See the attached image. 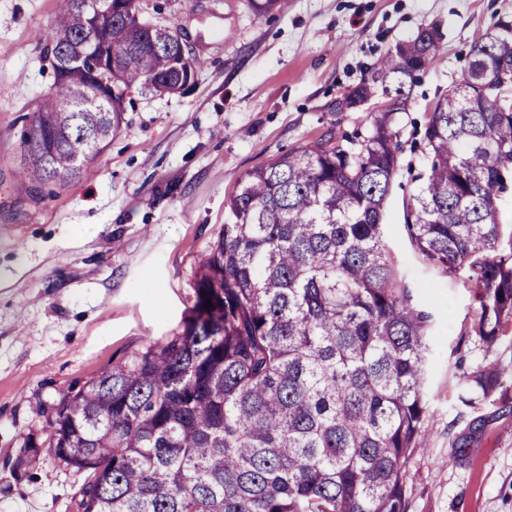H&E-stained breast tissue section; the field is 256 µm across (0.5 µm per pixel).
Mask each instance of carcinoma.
Returning <instances> with one entry per match:
<instances>
[{"mask_svg": "<svg viewBox=\"0 0 512 512\" xmlns=\"http://www.w3.org/2000/svg\"><path fill=\"white\" fill-rule=\"evenodd\" d=\"M95 28L114 51L112 100L89 111L90 71L59 70L89 28L61 0L47 53L55 80L23 134L20 177H80L122 130L128 92H181L195 75L176 31L137 19L135 0ZM428 28L388 49L336 99V111L388 95L363 132H328L246 171L234 221L199 261L182 330L112 360L42 406L48 433L28 435L17 464L48 456L85 475L78 512H407L406 476L429 416L433 315L401 277L387 242L386 201L401 169V114L436 60ZM512 80V16L473 45L461 81L441 95L419 147L430 161L404 209L413 250L477 287L466 335L485 351L512 327V102L478 87ZM211 307H206L207 302ZM506 367L459 376V402L488 400Z\"/></svg>", "mask_w": 512, "mask_h": 512, "instance_id": "obj_1", "label": "carcinoma"}]
</instances>
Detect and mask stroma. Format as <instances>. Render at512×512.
I'll list each match as a JSON object with an SVG mask.
<instances>
[{
    "label": "stroma",
    "instance_id": "obj_1",
    "mask_svg": "<svg viewBox=\"0 0 512 512\" xmlns=\"http://www.w3.org/2000/svg\"><path fill=\"white\" fill-rule=\"evenodd\" d=\"M176 29L199 61L181 94L131 91L126 125L80 178L32 193L17 176L21 133L53 84L47 37L58 0H0V512H77L82 475L53 460L17 466L27 435L44 438L42 405L113 359L177 333L194 300L198 257L232 215L241 175L327 132L367 126L375 111L332 106L380 55L439 25L434 65L417 80L404 137L462 75L471 47L512 0H288L255 16L249 0H136ZM387 201L401 276L434 315L424 450L410 462L408 512H512V342L465 340L476 311L467 270L440 273L402 233L414 191L403 152ZM508 366L504 398L473 407L457 376Z\"/></svg>",
    "mask_w": 512,
    "mask_h": 512
}]
</instances>
